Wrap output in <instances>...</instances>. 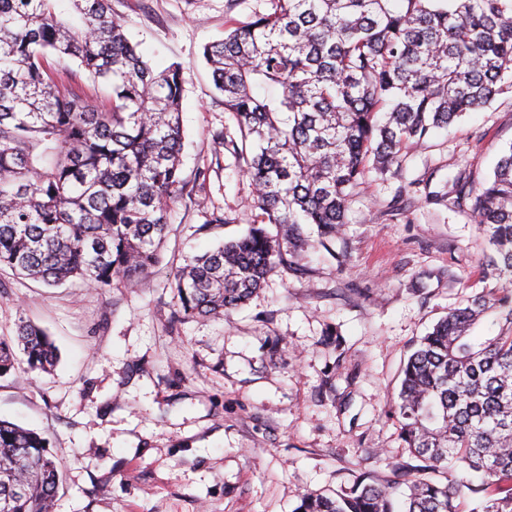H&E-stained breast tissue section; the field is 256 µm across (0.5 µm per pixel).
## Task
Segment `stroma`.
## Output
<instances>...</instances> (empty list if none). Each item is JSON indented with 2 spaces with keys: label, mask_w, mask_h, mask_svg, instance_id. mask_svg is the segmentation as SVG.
Instances as JSON below:
<instances>
[{
  "label": "stroma",
  "mask_w": 512,
  "mask_h": 512,
  "mask_svg": "<svg viewBox=\"0 0 512 512\" xmlns=\"http://www.w3.org/2000/svg\"><path fill=\"white\" fill-rule=\"evenodd\" d=\"M109 6L155 69L183 66V186L138 285L50 288L0 268V336L24 320L57 349L51 373L21 361L0 376V419L44 436L61 465L54 512H294L359 471L388 479L411 458L394 413L403 362L450 308L498 285L455 180L479 189L512 148V88L408 146L394 172L368 171L341 234L285 255L242 310L187 317L176 267L256 213L202 50L270 4Z\"/></svg>",
  "instance_id": "35a3bbf8"
}]
</instances>
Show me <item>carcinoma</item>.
<instances>
[{
  "instance_id": "cac0c4a2",
  "label": "carcinoma",
  "mask_w": 512,
  "mask_h": 512,
  "mask_svg": "<svg viewBox=\"0 0 512 512\" xmlns=\"http://www.w3.org/2000/svg\"><path fill=\"white\" fill-rule=\"evenodd\" d=\"M270 4L203 51L259 213L178 267L189 317L246 305L307 245L304 225L339 233L367 168L392 171L407 145L512 88V0ZM182 91V66L153 69L108 0H0V267L47 286L146 278L182 184ZM461 193L498 287L449 309L403 368L395 413L418 464L384 482L361 471L295 512H512V147ZM18 350L31 372L55 365L47 333L22 322L0 337V376ZM59 471L40 434L0 419V512H53Z\"/></svg>"
}]
</instances>
